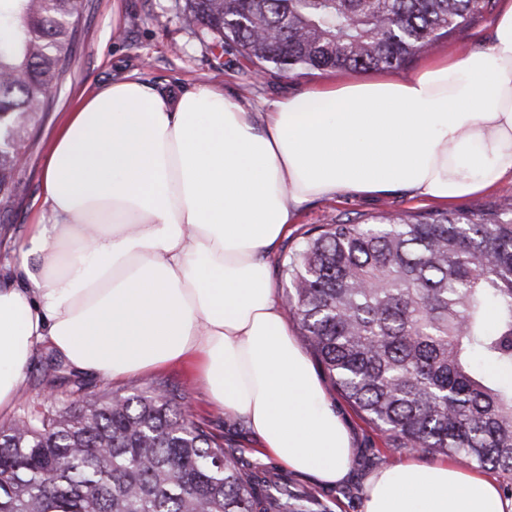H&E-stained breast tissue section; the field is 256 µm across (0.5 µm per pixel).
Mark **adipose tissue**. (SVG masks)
<instances>
[{"label":"adipose tissue","instance_id":"obj_1","mask_svg":"<svg viewBox=\"0 0 512 512\" xmlns=\"http://www.w3.org/2000/svg\"><path fill=\"white\" fill-rule=\"evenodd\" d=\"M512 177V0L482 49L406 80L325 82L245 108L129 75L84 98L50 148L38 219L0 286V415L39 348L115 381L192 362L267 455L334 486L352 434L297 343L268 256L304 204L403 193L451 204ZM362 512H512L454 462L390 464Z\"/></svg>","mask_w":512,"mask_h":512}]
</instances>
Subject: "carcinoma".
I'll return each instance as SVG.
<instances>
[{"label": "carcinoma", "instance_id": "carcinoma-1", "mask_svg": "<svg viewBox=\"0 0 512 512\" xmlns=\"http://www.w3.org/2000/svg\"><path fill=\"white\" fill-rule=\"evenodd\" d=\"M497 0H184L262 79L390 70L495 12ZM82 0H0V199L30 118L49 112ZM289 311L388 451L512 476V195L494 207L346 219L288 262ZM0 512H334L224 447L162 383L54 402L0 427Z\"/></svg>", "mask_w": 512, "mask_h": 512}]
</instances>
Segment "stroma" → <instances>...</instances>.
<instances>
[{
	"label": "stroma",
	"mask_w": 512,
	"mask_h": 512,
	"mask_svg": "<svg viewBox=\"0 0 512 512\" xmlns=\"http://www.w3.org/2000/svg\"><path fill=\"white\" fill-rule=\"evenodd\" d=\"M184 0H83L81 38L66 79L55 86L51 111L39 114L28 125L25 148L26 163L12 186L14 204L0 212V228L22 229L32 220L33 203L41 192L45 159L58 127L71 111L80 95L103 84L135 75L160 90H186L201 83L223 87L225 94L235 96L253 110H262L264 103L301 89L317 86L327 80L339 82L364 81L377 78L374 70L356 72H314L295 76H268L262 80L248 79L245 61L226 63L215 49L210 36L202 31L184 29L179 9ZM140 23L128 24L131 15ZM493 18L475 22L466 30L444 39L436 48L439 56H458L483 48L491 39ZM426 200L390 196L380 199L358 198L341 194L304 205L288 237L275 247L269 259V272L279 293H286L288 274L285 265L289 254L297 248L305 231L347 217L367 218L391 210L419 215L434 210ZM56 359L51 352L39 350L26 372L22 405L34 409L42 402L44 392H52L59 403L66 404L86 393H103L119 389V382L102 377H82L67 367L49 372ZM161 382L184 396L188 411L195 421L207 424L223 435L224 444L245 452L248 461L265 463L259 440L247 423L239 417H229L209 399L193 364L175 363L163 369L134 377V385L150 386ZM329 394L341 415L348 421L355 445L347 481L336 488L319 487L309 476L276 465L279 474L296 485L318 490L326 500L341 495L351 498L343 512H361L364 482L377 468L401 461V454L389 453L384 435L359 413L338 391Z\"/></svg>",
	"instance_id": "35a3bbf8"
}]
</instances>
